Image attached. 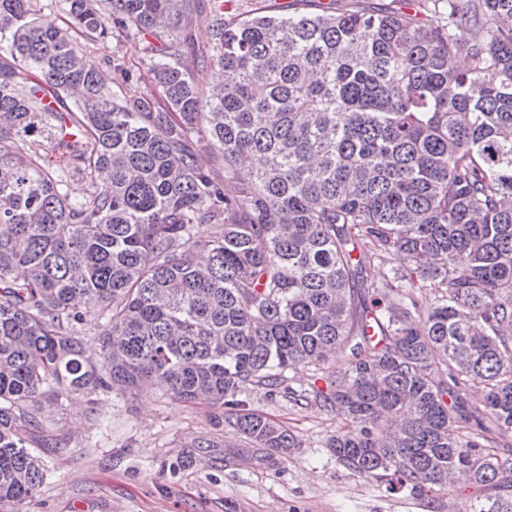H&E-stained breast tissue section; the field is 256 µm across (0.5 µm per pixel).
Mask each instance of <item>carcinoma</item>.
<instances>
[{
  "label": "carcinoma",
  "instance_id": "1",
  "mask_svg": "<svg viewBox=\"0 0 512 512\" xmlns=\"http://www.w3.org/2000/svg\"><path fill=\"white\" fill-rule=\"evenodd\" d=\"M57 2L0 0V506L46 394L156 381L274 465L299 436L242 396L302 366L345 469L512 512V0ZM101 317L99 316V312L97 310H90L85 315V325L83 336H80L82 346L84 350L90 353H94L92 356H88L90 358H96L99 353V341L98 336L94 328H96L97 323L101 322Z\"/></svg>",
  "mask_w": 512,
  "mask_h": 512
}]
</instances>
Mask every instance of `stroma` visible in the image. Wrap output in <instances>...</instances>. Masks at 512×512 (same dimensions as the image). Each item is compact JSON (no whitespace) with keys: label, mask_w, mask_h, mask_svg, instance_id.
<instances>
[{"label":"stroma","mask_w":512,"mask_h":512,"mask_svg":"<svg viewBox=\"0 0 512 512\" xmlns=\"http://www.w3.org/2000/svg\"><path fill=\"white\" fill-rule=\"evenodd\" d=\"M311 370L287 371L286 390L253 388L252 409L288 425L301 448L269 465L220 409L191 406L162 385L133 396L43 398L42 436L29 440L46 478L19 512H453L455 498L392 496L339 466L323 446L337 424L318 403L298 405ZM191 462L175 470L176 458Z\"/></svg>","instance_id":"stroma-1"}]
</instances>
